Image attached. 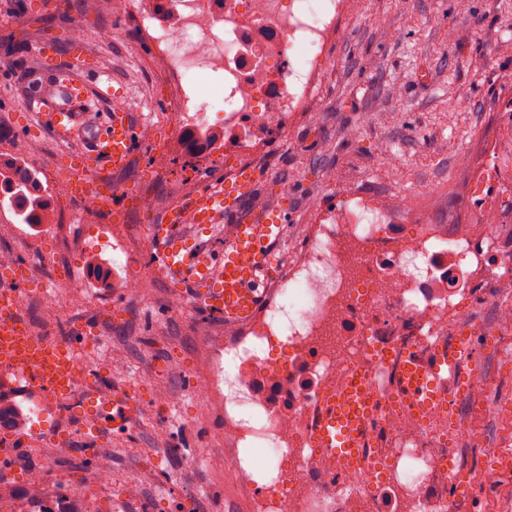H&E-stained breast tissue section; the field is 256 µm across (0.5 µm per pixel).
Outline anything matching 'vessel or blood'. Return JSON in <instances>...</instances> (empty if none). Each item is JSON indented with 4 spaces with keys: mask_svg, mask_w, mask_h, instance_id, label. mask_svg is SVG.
Listing matches in <instances>:
<instances>
[{
    "mask_svg": "<svg viewBox=\"0 0 512 512\" xmlns=\"http://www.w3.org/2000/svg\"><path fill=\"white\" fill-rule=\"evenodd\" d=\"M107 87L72 93L67 106L48 113L55 140L72 141L83 131V111L96 98L110 95ZM135 153L134 128L126 112H109L87 150L79 152L74 165L76 198L94 201L104 212L112 210V190L101 188L100 174L122 169ZM256 180L252 170L238 172L235 179L217 187L204 186L173 210L166 223L151 233L153 266L157 275L175 282L196 311L235 324L247 320L265 298L264 287L275 277L274 255L286 237V220L280 211L245 213L243 203ZM234 217L231 235L224 239L220 257L190 246L182 232L184 219L196 224H214ZM21 290L12 284L0 286V363L19 367L21 374L43 393L62 397L74 395L73 376L61 375L63 366L76 363L73 349L64 342L38 336L24 337L14 311ZM476 338L458 337L447 356L425 364L408 360L403 366L397 400L414 405L419 414L443 406L445 397L437 386L442 373L457 380V393H465L472 379L467 365L473 358ZM101 410L100 429L120 430L132 425L136 410L131 395L124 391H94ZM378 417L377 401L367 391L362 377H355L347 391L328 396L326 414L317 435L318 443L336 451L346 470L357 469L367 434Z\"/></svg>",
    "mask_w": 512,
    "mask_h": 512,
    "instance_id": "b4317fda",
    "label": "vessel or blood"
}]
</instances>
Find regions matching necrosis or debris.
Here are the masks:
<instances>
[{"label":"necrosis or debris","mask_w":512,"mask_h":512,"mask_svg":"<svg viewBox=\"0 0 512 512\" xmlns=\"http://www.w3.org/2000/svg\"><path fill=\"white\" fill-rule=\"evenodd\" d=\"M344 0H120L177 93L175 133L206 129L204 96L190 74L223 80L224 135L243 162L261 157L270 133L299 118L336 38ZM498 133L473 172L479 190L467 223L420 220L415 195L390 203L352 190L321 212L292 251L253 318L208 337V376L197 395L224 415L226 480L248 512H462L448 498L449 428L482 445L486 417L511 419L474 376L464 416L418 417L394 402L409 353L429 357L464 330L498 337L512 366V96L496 107ZM495 304L484 326L475 299ZM365 373L384 406L372 447L386 463L343 470L315 444L321 401L353 372ZM261 450L263 463L251 453Z\"/></svg>","instance_id":"obj_1"}]
</instances>
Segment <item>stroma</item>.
Instances as JSON below:
<instances>
[{"instance_id": "35a3bbf8", "label": "stroma", "mask_w": 512, "mask_h": 512, "mask_svg": "<svg viewBox=\"0 0 512 512\" xmlns=\"http://www.w3.org/2000/svg\"><path fill=\"white\" fill-rule=\"evenodd\" d=\"M378 16L385 25H374ZM337 27L306 112L272 135L253 190L284 207L285 253L351 187L375 196L416 194L426 221L456 223L467 211L469 172L482 160L497 102L512 93V0H348ZM76 28L84 33L80 58L70 52ZM60 61L70 63L73 77L116 92L87 113L85 135L69 143L52 138L43 106L29 102L54 84ZM455 96L467 100L465 110H449ZM173 103L150 46L100 0H0V157L32 170L43 191L58 196L68 155L88 146L99 112L115 106L169 149L158 158L139 144L130 167L112 177L149 191L151 210L117 195L109 215L86 214L72 200L51 224H24L11 211L0 217V252L15 258L0 267V281L16 268L25 271L21 318L35 335L70 340L82 373L97 387L135 396L133 426L97 439L112 453L115 479L108 489L93 486L95 460L78 427L94 413L92 402L50 409L23 435L0 428V445L17 461L14 486L25 488L31 472L41 471L50 496L91 501L94 512H246L244 492L224 480V419L196 395L205 377L204 335L223 331L224 323L188 306L174 309L178 289L157 277L150 260L153 226L204 183L223 182L237 159L220 141L212 160L180 156L167 122ZM381 140L391 149L379 155L374 147ZM115 236L135 264L139 288L124 286L110 247ZM36 254L43 261L30 266ZM50 283L58 287L54 315L43 303ZM116 356L125 360L124 372H113ZM473 366L496 400L512 405V372L499 368L486 345L477 346ZM158 383L177 398L170 409L153 403ZM502 429L500 419L488 418L486 442L457 449L456 459L473 476L512 456V447L502 446ZM133 480L142 494L130 500L125 489Z\"/></svg>"}]
</instances>
